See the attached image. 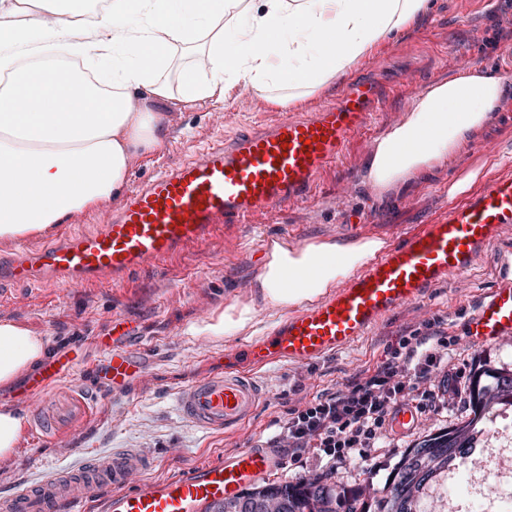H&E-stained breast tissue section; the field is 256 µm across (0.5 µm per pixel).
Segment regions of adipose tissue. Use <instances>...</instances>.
<instances>
[{
	"label": "adipose tissue",
	"instance_id": "adipose-tissue-1",
	"mask_svg": "<svg viewBox=\"0 0 512 512\" xmlns=\"http://www.w3.org/2000/svg\"><path fill=\"white\" fill-rule=\"evenodd\" d=\"M429 0H0V241L44 235L119 198L165 135L162 104L203 102L245 85L285 108L346 74L427 11ZM482 71L433 85L378 142L382 186L448 154L505 96ZM27 108H18V101ZM411 145L402 162L398 144ZM379 239L270 240L254 301L194 324L221 337L325 296L379 251ZM47 337L0 322V386L33 372Z\"/></svg>",
	"mask_w": 512,
	"mask_h": 512
}]
</instances>
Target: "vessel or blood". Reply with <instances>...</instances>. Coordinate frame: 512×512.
<instances>
[{
    "instance_id": "vessel-or-blood-1",
    "label": "vessel or blood",
    "mask_w": 512,
    "mask_h": 512,
    "mask_svg": "<svg viewBox=\"0 0 512 512\" xmlns=\"http://www.w3.org/2000/svg\"><path fill=\"white\" fill-rule=\"evenodd\" d=\"M413 97L423 88L363 75L321 110H282L223 143L197 151L189 161L134 188L123 207L103 212L93 233L66 228L39 250L19 247L0 260V280L59 291L91 283H125L190 246L208 244L226 224H247L261 213L312 199L324 170L336 164L348 139L363 135L385 97ZM512 225V174L487 181L450 202L435 221L404 233L370 259L336 292L288 316L261 339L232 350L223 368L174 389L178 414L211 433L236 430L264 394L255 374L278 361L309 364L366 336L382 318L422 301L451 275L469 273L485 250ZM474 345L512 334V279L498 281L466 322ZM97 344L105 358L95 367L98 386L124 397L132 381L147 377L155 356L151 342L134 335L124 318ZM77 355L53 354L29 374L15 400L27 408L26 432L38 444L58 435L59 416L89 414L90 398L76 383ZM153 459L134 448L95 454L72 469L45 475L0 495V512H217L273 470L265 449L206 461L172 477L138 483Z\"/></svg>"
}]
</instances>
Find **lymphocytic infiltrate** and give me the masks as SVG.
<instances>
[{"mask_svg":"<svg viewBox=\"0 0 512 512\" xmlns=\"http://www.w3.org/2000/svg\"><path fill=\"white\" fill-rule=\"evenodd\" d=\"M455 357L446 337H399L384 360L363 370L346 391L290 409L272 442L289 456H311L328 471L380 456L390 446L387 424L395 408L410 402L425 412L438 398L432 376L452 367Z\"/></svg>","mask_w":512,"mask_h":512,"instance_id":"f902f5d3","label":"lymphocytic infiltrate"}]
</instances>
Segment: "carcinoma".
Returning a JSON list of instances; mask_svg holds the SVG:
<instances>
[{
	"label": "carcinoma",
	"mask_w": 512,
	"mask_h": 512,
	"mask_svg": "<svg viewBox=\"0 0 512 512\" xmlns=\"http://www.w3.org/2000/svg\"><path fill=\"white\" fill-rule=\"evenodd\" d=\"M482 377L475 375L470 387L471 417L406 450L391 473L393 480L384 487L386 496L377 501V512H428V488L452 461L471 454L481 415L499 404L512 405V372L492 373L490 386L481 383ZM272 502L278 512H357V496L337 492L325 478L253 487L224 501L223 512H267Z\"/></svg>",
	"instance_id": "1"
}]
</instances>
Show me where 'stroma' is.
<instances>
[{
	"label": "stroma",
	"mask_w": 512,
	"mask_h": 512,
	"mask_svg": "<svg viewBox=\"0 0 512 512\" xmlns=\"http://www.w3.org/2000/svg\"><path fill=\"white\" fill-rule=\"evenodd\" d=\"M430 10L414 27L384 40L374 55L351 70L358 77L376 59H384L380 77L399 81L411 76L431 85L479 69L495 76L512 72V54L499 32L512 30V11L485 6L483 0H430ZM241 88L221 99L165 105L167 135L153 150L141 155L128 176L129 185L148 181L157 171L190 160L204 145L245 131L250 122L269 118L275 107L252 96L250 111L238 108ZM497 141V156L486 155L481 139ZM371 141L350 140L336 166L320 179L315 198L234 224L219 231L218 241L184 249L167 262L137 271L122 286L96 284L57 295L48 290L11 289L0 294V321H14L35 333L66 344H80L84 369L103 358L94 337L108 334L111 319L124 315L143 335L159 338L157 364L148 378L136 382L122 400L93 391V411L73 439L32 448L20 438L11 456L0 457V492L77 462L82 450L107 453L115 448H137L155 460L149 478H162L194 468L217 455L242 449L266 448L276 421L289 409L327 392L343 390L362 370L382 360L389 345L401 336L430 331L455 341L457 356L451 374H439L434 386L449 389L439 408L419 416L415 427L396 432V447L371 461L338 469L332 480L338 488L357 492L368 512L386 478L404 450L423 437L466 419L474 373L512 370V338L479 348L465 331L467 318L499 277L512 275V227L485 251L476 268L451 276L418 303L401 307L380 320L347 349L311 364L274 363L259 370L256 379L268 391L252 418L226 434L204 432L180 418L172 389L224 365L231 347L259 339L281 323L286 310L257 304L253 325L220 339L191 336L189 327L221 313L236 300L248 299L265 262L266 241L284 238L303 246L313 241L351 240V225H370V237L393 243L396 234L413 231L440 216L449 199L475 190L512 168V92L494 109V117L448 155L435 160L393 186L371 183L368 161ZM485 433L475 444L512 474V407L498 406L482 423ZM482 489L481 473L454 461L441 486L431 495L442 512H471L470 504Z\"/></svg>",
	"instance_id": "obj_1"
}]
</instances>
